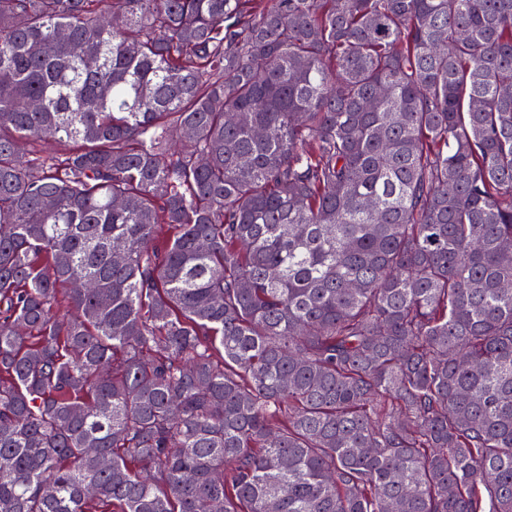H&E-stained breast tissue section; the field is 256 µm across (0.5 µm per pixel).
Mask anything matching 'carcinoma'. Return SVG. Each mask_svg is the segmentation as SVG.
<instances>
[{
	"instance_id": "1",
	"label": "carcinoma",
	"mask_w": 512,
	"mask_h": 512,
	"mask_svg": "<svg viewBox=\"0 0 512 512\" xmlns=\"http://www.w3.org/2000/svg\"><path fill=\"white\" fill-rule=\"evenodd\" d=\"M506 85L512 0H0V512H512Z\"/></svg>"
}]
</instances>
